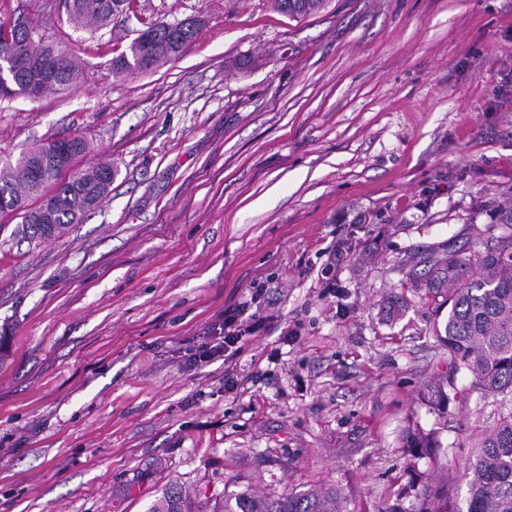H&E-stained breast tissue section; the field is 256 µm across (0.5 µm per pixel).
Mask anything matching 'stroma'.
<instances>
[{"label": "stroma", "mask_w": 512, "mask_h": 512, "mask_svg": "<svg viewBox=\"0 0 512 512\" xmlns=\"http://www.w3.org/2000/svg\"><path fill=\"white\" fill-rule=\"evenodd\" d=\"M10 5L83 76L0 102V155L79 137L77 167L115 177L62 236L0 216V512H148L172 483L322 485L344 512H384L410 468L461 474L494 408L449 373L427 259L507 231L512 0H326L298 18L137 0L97 31ZM189 17L178 58L113 73L146 22ZM258 276L262 329L188 365ZM450 377L456 400L433 410ZM412 423L439 430L436 458L412 456Z\"/></svg>", "instance_id": "stroma-1"}]
</instances>
